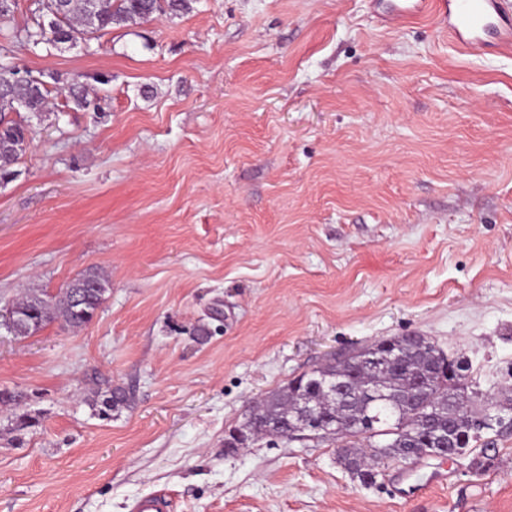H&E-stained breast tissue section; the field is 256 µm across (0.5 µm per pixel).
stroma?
<instances>
[{"label": "stroma", "instance_id": "stroma-1", "mask_svg": "<svg viewBox=\"0 0 512 512\" xmlns=\"http://www.w3.org/2000/svg\"><path fill=\"white\" fill-rule=\"evenodd\" d=\"M12 57L109 82L104 111L54 92L13 115L0 305L110 288L83 329L0 328V391L39 420L10 441L0 407V512H512V428L371 486L332 436L224 446L254 398L392 336L464 357L489 400L512 387V51L385 0H192ZM104 381L131 406L99 416Z\"/></svg>", "mask_w": 512, "mask_h": 512}]
</instances>
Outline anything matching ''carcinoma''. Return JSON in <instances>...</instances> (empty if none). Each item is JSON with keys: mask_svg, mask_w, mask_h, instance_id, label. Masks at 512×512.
Segmentation results:
<instances>
[{"mask_svg": "<svg viewBox=\"0 0 512 512\" xmlns=\"http://www.w3.org/2000/svg\"><path fill=\"white\" fill-rule=\"evenodd\" d=\"M39 13L31 22L16 24L18 0L4 18H0V32L11 41L31 48L41 44L55 46L58 36L66 42L89 40L114 25L147 22L160 15L178 16L191 9V0H40ZM63 15L62 31L43 28V17ZM16 65L3 55L0 62V177L13 173L12 166L26 151L30 143L27 126L7 118V113L22 108L39 114L46 111L50 89L47 83L25 85L14 83ZM73 105L86 111L99 109L97 90L82 81V76L71 79L61 87ZM108 281L96 272H88L66 285L51 299L45 295L28 294L13 306L17 319L16 334L27 336L47 324L60 319L71 328H84L93 319L100 295L106 291ZM407 363L420 373L430 386L431 400L418 397L413 401L403 398L405 375L395 370L379 375L387 385L384 398L371 396L349 398L341 406L324 398L325 388L334 382L332 370L316 369L288 383L279 393L253 405L248 417L239 426L229 430L224 447L239 448L236 433L243 429L250 439L266 431L288 435L298 431L308 420L306 411L313 408L326 423L343 426L354 438L346 446L340 461L352 478L363 485H371L387 460L407 462L427 455L436 448L433 430L453 428L456 437L465 446L481 440L482 430L477 428L473 408L485 402L486 394L479 387L465 384L469 366L452 363L433 369L431 349L415 344L409 350ZM101 397L100 412L106 414L130 403L129 392L122 386L106 384ZM26 396L21 392L0 391V404L14 406V430L33 426L37 418L23 409Z\"/></svg>", "mask_w": 512, "mask_h": 512, "instance_id": "carcinoma-1", "label": "carcinoma"}]
</instances>
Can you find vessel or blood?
Returning <instances> with one entry per match:
<instances>
[{
    "mask_svg": "<svg viewBox=\"0 0 512 512\" xmlns=\"http://www.w3.org/2000/svg\"><path fill=\"white\" fill-rule=\"evenodd\" d=\"M408 14H432L448 24V34L464 48L481 51V33L490 18L502 30L501 46L512 48V16L502 13L499 0H409Z\"/></svg>",
    "mask_w": 512,
    "mask_h": 512,
    "instance_id": "vessel-or-blood-1",
    "label": "vessel or blood"
}]
</instances>
